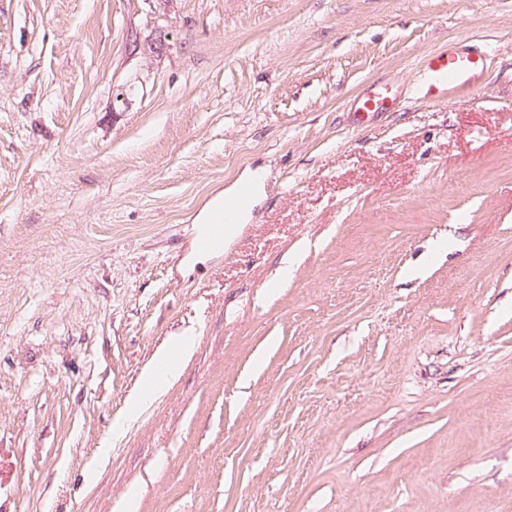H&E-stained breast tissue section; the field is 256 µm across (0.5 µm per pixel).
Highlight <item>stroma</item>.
I'll return each mask as SVG.
<instances>
[{"mask_svg":"<svg viewBox=\"0 0 512 512\" xmlns=\"http://www.w3.org/2000/svg\"><path fill=\"white\" fill-rule=\"evenodd\" d=\"M128 506L512 512V0H0V512ZM484 57L468 49H443L428 54L419 71L423 98L442 103L460 90L478 89ZM404 99L405 91L400 86L370 85L353 99L351 109L360 112V117L364 118L379 112H390L398 108ZM253 187L250 183L241 184L237 194L231 199H224L221 193L210 199L201 211V224H209L219 213L224 201V211L219 215L209 230L197 241L198 248L203 251H217L224 248V228L233 224L236 217L248 210L252 203ZM179 374L180 362L172 356V351L165 349L159 352L146 378L148 387L144 386L142 390L136 392V400L131 415L160 394L162 381L168 382L173 380L177 378ZM157 376H159L162 381L157 380Z\"/></svg>","mask_w":512,"mask_h":512,"instance_id":"stroma-1","label":"stroma"}]
</instances>
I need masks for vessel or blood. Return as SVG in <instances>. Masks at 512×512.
<instances>
[{
    "mask_svg": "<svg viewBox=\"0 0 512 512\" xmlns=\"http://www.w3.org/2000/svg\"><path fill=\"white\" fill-rule=\"evenodd\" d=\"M483 56L473 50L443 49L428 54L421 65L420 82L425 100L442 103L457 92L479 87L482 76ZM405 99L399 86L389 84L371 85L353 100V112L370 116L398 108ZM253 187L242 183L237 194L224 202V210L211 224L207 233L200 236L197 245L203 251H217L224 246V228L236 217L248 210L252 203Z\"/></svg>",
    "mask_w": 512,
    "mask_h": 512,
    "instance_id": "vessel-or-blood-1",
    "label": "vessel or blood"
}]
</instances>
